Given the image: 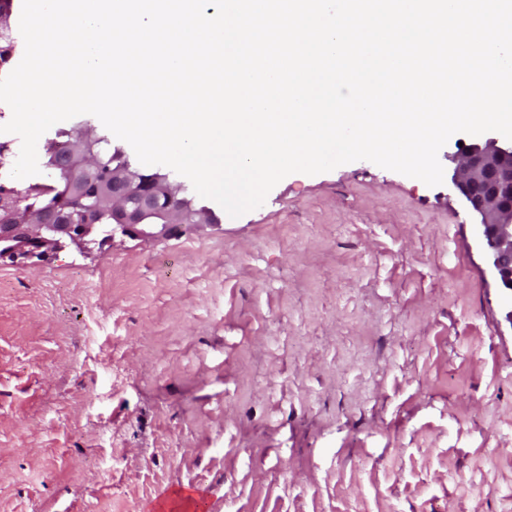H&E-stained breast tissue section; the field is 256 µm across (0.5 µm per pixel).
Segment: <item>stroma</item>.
Masks as SVG:
<instances>
[{
    "mask_svg": "<svg viewBox=\"0 0 512 512\" xmlns=\"http://www.w3.org/2000/svg\"><path fill=\"white\" fill-rule=\"evenodd\" d=\"M0 264V512H512V325L465 200L358 160Z\"/></svg>",
    "mask_w": 512,
    "mask_h": 512,
    "instance_id": "1",
    "label": "stroma"
}]
</instances>
